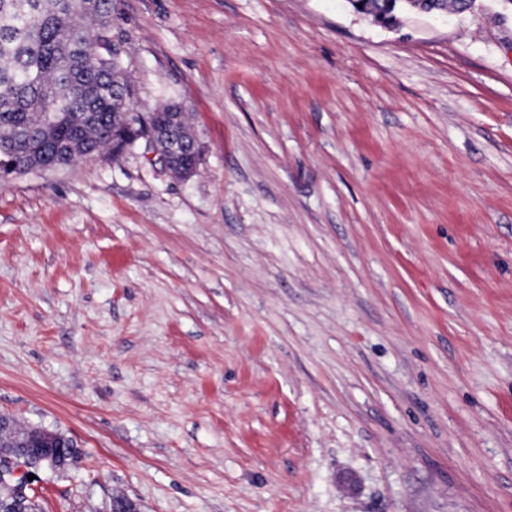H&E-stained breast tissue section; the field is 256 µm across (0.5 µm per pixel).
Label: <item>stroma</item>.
Returning <instances> with one entry per match:
<instances>
[{
  "mask_svg": "<svg viewBox=\"0 0 512 512\" xmlns=\"http://www.w3.org/2000/svg\"><path fill=\"white\" fill-rule=\"evenodd\" d=\"M142 148L0 185V412L43 512H512V9L112 0ZM356 12L369 15L374 20L382 23L395 25L398 21L399 14L407 11H418L427 10L431 7L430 1L427 0H412L410 1L413 9H409L401 0H394V3L382 0H368L361 2L362 8L358 7V4L354 0L348 1ZM383 14L387 19L385 22L379 17V14ZM16 447L37 449V450H48L50 448H58L61 445H57L55 435L45 429L35 430L25 434L23 437H18Z\"/></svg>",
  "mask_w": 512,
  "mask_h": 512,
  "instance_id": "35a3bbf8",
  "label": "stroma"
}]
</instances>
